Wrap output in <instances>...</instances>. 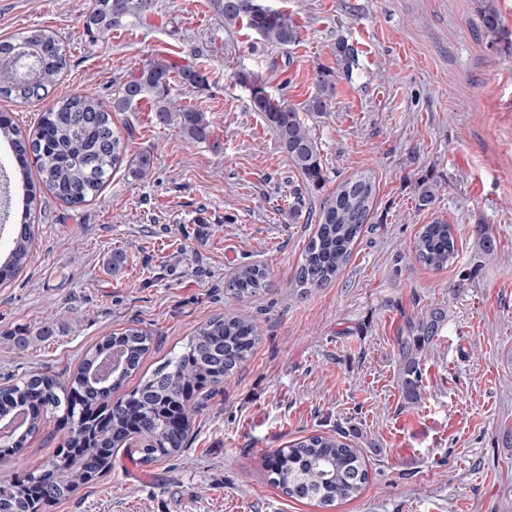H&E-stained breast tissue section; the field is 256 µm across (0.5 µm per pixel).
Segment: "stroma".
I'll use <instances>...</instances> for the list:
<instances>
[{
    "mask_svg": "<svg viewBox=\"0 0 512 512\" xmlns=\"http://www.w3.org/2000/svg\"><path fill=\"white\" fill-rule=\"evenodd\" d=\"M299 30L296 43L225 26L211 0H154L108 43L84 28L87 0H0V40L55 32L68 67L41 101L0 99L21 129L73 93L104 103L150 60L192 64L205 86L174 84L181 104L205 112L209 142L158 124L148 103L112 122L128 155L154 154L141 180L126 169L94 200L71 207L37 188L36 244L26 266L0 280V373L76 371L106 336L134 327L154 341L132 390L210 318L244 313L260 342L197 414L179 456L141 465L115 451L112 469L40 512H512V0H493L501 26L484 34L482 0H267ZM356 51L327 112L303 113L325 179L307 183L237 80L251 73L298 107L317 69ZM369 175L376 192L348 263L328 286L291 287L316 223L306 213L342 181ZM436 187L419 209L418 188ZM300 195L304 216L290 217ZM441 217L458 228L454 263L421 265L413 241ZM498 241L481 253L472 228ZM127 264L112 274L114 251ZM260 263L268 286L247 300L233 270ZM436 307L447 322L421 356V398L397 385L395 336ZM58 317L50 339L38 324ZM343 430L367 464L355 498L318 506L285 495L267 453ZM67 429L58 415L0 462V479L38 471Z\"/></svg>",
    "mask_w": 512,
    "mask_h": 512,
    "instance_id": "1",
    "label": "stroma"
}]
</instances>
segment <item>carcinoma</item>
Instances as JSON below:
<instances>
[{
	"instance_id": "obj_1",
	"label": "carcinoma",
	"mask_w": 512,
	"mask_h": 512,
	"mask_svg": "<svg viewBox=\"0 0 512 512\" xmlns=\"http://www.w3.org/2000/svg\"><path fill=\"white\" fill-rule=\"evenodd\" d=\"M261 0H213L224 25L246 22L247 27L266 42L288 46L298 40V28L288 15L270 6L255 8ZM153 7V0H90L85 16L86 32L96 41H107L112 30L128 18L142 19ZM485 34L497 35L500 18L486 5L481 11ZM26 50L35 66V80L19 70L0 68V95L28 101L41 99L67 66V56L58 35L47 29H31L19 38L0 42V54L14 49ZM337 68L315 73V92L300 108L273 98L257 80L245 75L238 82L248 87L253 111L259 113L274 132L280 148L293 167L313 184L324 181L321 155L301 113L326 112L334 94L336 77L350 71L355 51L339 39L334 47ZM173 66L166 62H146L121 83L112 97V109L105 108L94 96L74 94L47 108L39 119L36 134L26 139L11 123L0 124V134L20 149V167L28 172L27 147H32L42 184L58 199L80 204L95 197L110 179L112 170L127 164L128 174L142 179L153 168L154 156L142 151L127 159L126 148L112 126V113L125 112L143 99L152 101V110L162 125H176L190 141H209L212 128L204 113L175 104L171 97ZM182 85L196 88L205 83L204 75L189 65L179 68ZM375 194V183L368 176H358L341 183L336 192L319 206L316 230L306 245L294 277L300 294L321 288L338 275L349 260L353 247L367 223ZM480 249L492 254L497 241L485 224L474 226ZM31 246L30 225L24 224L12 240L5 267L20 268ZM416 259L424 266L441 270L453 263L456 255V228L442 218L422 225L414 241ZM229 287L245 299L267 287L266 269L258 264L236 268ZM447 313L435 308L416 320L408 321L396 336L399 387L403 399L414 404L420 399L422 373L420 357L424 349L440 335ZM151 336L138 329H127L118 336H108L85 358L72 379L41 373L15 377L14 383L0 388V405L9 414L20 412L17 419L23 430L21 440L11 452L21 451L27 437L44 424V414L61 412L69 428L56 456L38 473L26 479L0 481V512H40L47 495L42 475L51 476L55 486L52 499L58 500L108 473L115 449L137 437L135 460L151 464L179 455L186 446L192 416L200 413L201 403L194 401L195 391L211 386L218 389L251 355L258 342L257 328L244 315L212 318L191 336L181 352L161 365L151 378L128 394L121 395L100 408L98 401L119 390L139 366L149 350ZM116 350L126 365L112 373L106 389L96 392L97 383L85 376L95 371ZM272 481L292 498L314 500L330 507L355 498L363 490L368 471L360 451L346 443L341 435H312L289 448L265 457Z\"/></svg>"
}]
</instances>
